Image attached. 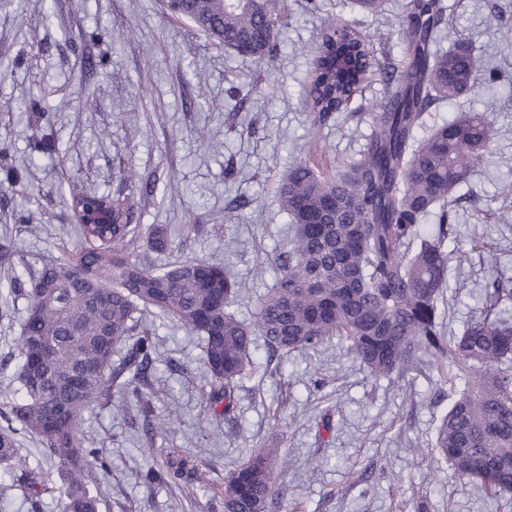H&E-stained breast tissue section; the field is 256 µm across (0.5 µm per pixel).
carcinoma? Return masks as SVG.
Segmentation results:
<instances>
[{"label":"carcinoma","mask_w":512,"mask_h":512,"mask_svg":"<svg viewBox=\"0 0 512 512\" xmlns=\"http://www.w3.org/2000/svg\"><path fill=\"white\" fill-rule=\"evenodd\" d=\"M169 16L185 21L217 45L240 55L272 59L279 30L288 25L282 0H185ZM446 29L443 0H405L401 30L404 63L377 67L373 43L354 32L361 64L356 77L336 78L314 48L307 91L311 125L321 126L355 98L369 78L382 77L386 102L376 113L367 151L334 175L307 158L294 161L277 186L292 224L290 250L278 258L279 274L257 306L252 323L232 311L246 283L221 264L183 258L155 267L138 251L171 246L160 227L144 233L112 200V223L82 224L85 246L72 259L30 274L11 267L13 244L0 238V300H26L16 348V388L0 404L36 437L61 467L63 483L50 486L17 448L16 430L0 427V471L13 475L26 496L58 493L61 512H99L86 472L105 469L101 451L86 446L84 414L109 404L114 391L135 386L154 350L153 330L136 328L133 315L161 313L194 332L202 349L203 380L214 415L234 410L238 381L252 371L254 339L285 357L315 350L338 336L353 357L377 376L432 356L455 399L442 417L434 448L452 474L494 496L512 494V320L489 308L452 343L441 335L438 300L448 279V237L457 188L488 152L490 133L478 112L455 119L418 139L433 102L474 92L477 57L465 46L436 49ZM438 219L437 238L422 239V220ZM55 357L41 360L44 344ZM125 360L114 366L115 349ZM456 372H447V365ZM195 470L185 458L169 459L144 474L148 482L174 481ZM279 493L261 454L224 477V512H266Z\"/></svg>","instance_id":"obj_1"}]
</instances>
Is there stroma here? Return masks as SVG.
Instances as JSON below:
<instances>
[{
	"mask_svg": "<svg viewBox=\"0 0 512 512\" xmlns=\"http://www.w3.org/2000/svg\"><path fill=\"white\" fill-rule=\"evenodd\" d=\"M403 0L377 15L355 0H288V25L275 61L237 55L164 14L161 0H0V235H11L17 268L38 270L60 257V240L79 245V224L61 197L127 196L131 221L164 229L171 250L154 264L191 256L224 264L246 281L235 307L251 321L256 302L288 249L289 218L276 181L307 156L336 168L366 149L385 87L373 81L334 121L311 126L305 95L326 15L371 39L380 62L403 60ZM447 44H471L498 78H478L470 107L492 133L491 151L456 192L448 287L438 308L444 329L461 335L486 305L512 315V0H444ZM45 137L47 150L33 144ZM18 170L35 192L24 199L6 174ZM155 183L129 191L120 170ZM235 170L236 180L225 178ZM143 388L150 405L126 394L123 410L84 416L89 447L106 471L89 476L99 512H224L225 475L251 454L271 450L279 494L268 512H512V495L487 496L454 477L431 449L454 392L434 360L376 377L338 339L318 351L269 356L236 392L234 420L206 404L201 351L192 333L166 320ZM173 432H161L171 408ZM175 455L200 464L205 482L145 483L148 468ZM319 470H312V462Z\"/></svg>",
	"mask_w": 512,
	"mask_h": 512,
	"instance_id": "1",
	"label": "stroma"
}]
</instances>
